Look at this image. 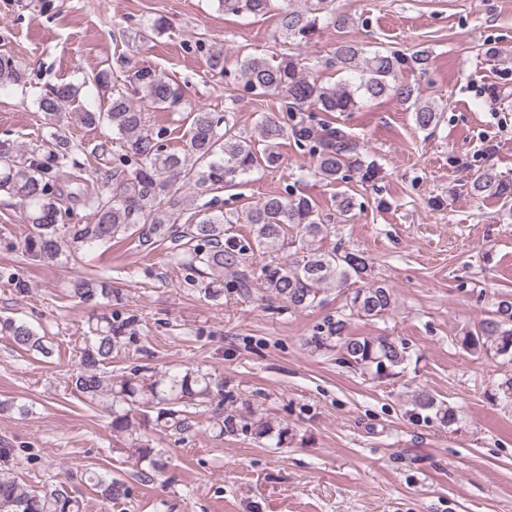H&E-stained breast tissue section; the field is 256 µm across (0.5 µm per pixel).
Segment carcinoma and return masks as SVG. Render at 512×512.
Masks as SVG:
<instances>
[{"mask_svg": "<svg viewBox=\"0 0 512 512\" xmlns=\"http://www.w3.org/2000/svg\"><path fill=\"white\" fill-rule=\"evenodd\" d=\"M283 2L280 33L299 43H309L318 33L323 13L338 28L349 22L347 17L329 12V0H307L301 9L290 7L291 0ZM219 3L227 10L255 16L271 8V0ZM405 63L406 58L398 53L376 52L363 58L355 45L342 44L327 65L354 74L352 81L323 86L309 81L291 57L274 64L256 55L241 60L238 80L248 93L284 92L299 108L351 112L363 99L391 95L409 99L410 87L396 82L397 72ZM23 82L21 69L11 58L1 56L0 86ZM93 82L107 94V110L79 112L77 119L93 127L106 123L119 140L120 150L112 154L111 191L89 185L79 173L71 174L65 186L58 181L60 171L79 166L75 159L79 145L64 130V118L79 92L74 84L60 83L39 101L44 120L54 126L49 138L31 147L0 138V192L22 203V221L33 228L22 242V251L29 259L49 263L62 255L74 257L110 245L120 236H136L138 246L148 252L168 240L176 241L179 248L168 258L184 271L188 285L201 287L213 297L226 288L249 296L258 281L294 310L321 303L322 290L356 278L363 285L346 297L336 316L316 327L306 338V345L319 351L334 349L340 363L376 378L395 375L409 360L407 343L392 336L350 335L351 318H383L395 304L394 292L383 281H366L368 261L361 254L338 247L321 248L325 220L308 198L290 193L269 195L237 214L210 211L183 228L175 225L174 211L183 203L177 195L179 182L199 189L233 187L256 170L278 168L279 141L291 136L299 144H311L318 174L333 183L342 178L354 150L351 142L333 132L317 138L313 127L302 121L290 124L265 115L259 122L260 148L237 132L233 111L227 109L220 115L198 108L188 115L181 151L169 152L162 144L166 131L151 128L144 112L133 103L139 98L157 109L177 108L181 93L165 73L150 67L133 68L123 80L114 81L109 71L101 70ZM414 120L418 127L427 129L437 123L438 112L430 104L419 105ZM471 192L479 197H508L507 186L491 172L477 176ZM79 208L88 212L87 218L79 217ZM226 224L250 225L251 238L225 235ZM290 230L296 231L301 258L289 264L271 261L258 268L247 262L256 253L283 248ZM0 281L18 296L29 291L28 280L14 267L0 266ZM70 292L93 307L79 362L70 375L71 389L91 403L103 404L112 432L127 438V450L139 466L137 476L152 482L164 464L160 449L154 446L151 434L140 432L136 417L143 416L160 433L183 439L198 427L193 409L224 396V379L200 366L152 370L142 376L135 368L127 375H112L107 365L120 348L135 341L137 318L117 310L124 303V293L112 287L104 275L81 276L71 283ZM0 335L35 358L54 356L53 344L25 321L0 319ZM459 343L472 356L492 354L512 364V296L498 300ZM490 397L512 403V373L503 375ZM413 405L416 416L424 413L447 426L456 420L453 408L430 393L417 394ZM213 430L220 436L241 432L274 448L288 447V428L262 416L239 426L234 415L227 414ZM13 454L14 449L0 446V512H82V501L68 481L56 480L39 487L20 481L10 466ZM89 478L94 489L109 501L123 500L129 494L127 485L107 472L95 471Z\"/></svg>", "mask_w": 512, "mask_h": 512, "instance_id": "carcinoma-1", "label": "carcinoma"}]
</instances>
